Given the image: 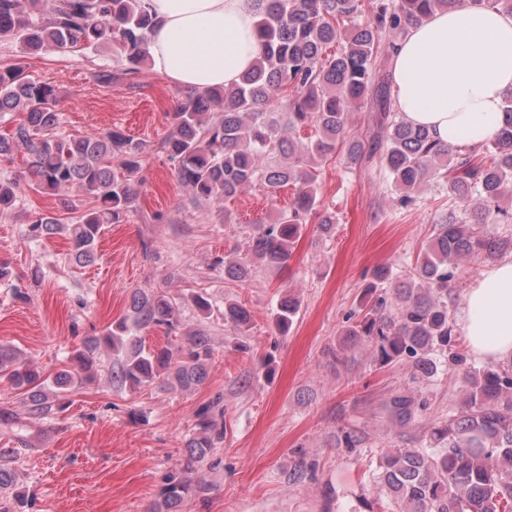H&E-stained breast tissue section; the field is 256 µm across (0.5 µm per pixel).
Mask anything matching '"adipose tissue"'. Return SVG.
Here are the masks:
<instances>
[{"label": "adipose tissue", "instance_id": "1", "mask_svg": "<svg viewBox=\"0 0 512 512\" xmlns=\"http://www.w3.org/2000/svg\"><path fill=\"white\" fill-rule=\"evenodd\" d=\"M159 23L154 70L174 85L206 90L237 83L258 55L255 0H145ZM394 99L404 119L438 142L490 140L512 91V15L458 0L411 26L392 53ZM463 330L474 353L512 359V259L483 271L466 296Z\"/></svg>", "mask_w": 512, "mask_h": 512}]
</instances>
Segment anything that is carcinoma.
Segmentation results:
<instances>
[{
    "mask_svg": "<svg viewBox=\"0 0 512 512\" xmlns=\"http://www.w3.org/2000/svg\"><path fill=\"white\" fill-rule=\"evenodd\" d=\"M259 53L238 83L219 89L182 92L171 128L158 144L173 174L191 198L223 210L225 199L246 188L273 194L286 184L296 187L292 206L250 237L251 253L268 268L284 266L307 225L329 236L336 215L321 203L317 177L308 161L343 153L353 163L377 160L384 176L401 191L397 203L414 204V193L429 179L448 183L459 205L474 201L481 219L471 224L448 210L418 255L415 276L405 280L386 266L374 269L360 294L354 324L344 333L350 345L363 342L381 368L403 364L410 384L429 382L440 359L463 372L464 407L434 422L419 446L382 447L371 479L396 512H512V361L476 366L457 351L460 336L448 316V285L461 261L481 254L512 253V233L487 231L489 224H512V211L499 200L512 192V93L505 97L503 118L480 148L443 145L429 131L404 120L390 98L393 74L389 54L408 27L457 0H256ZM156 19L144 0H0V42L18 45L23 55L40 51L83 50L111 44L119 50L120 68L99 70L95 80L108 85L132 79L148 63L150 34ZM335 47L332 54L326 49ZM58 87L36 81L25 66L0 67V115H23L0 137V163L21 165L0 176V213L13 209L22 187L53 194L77 189L92 207L69 222L50 213L29 218V235L37 240L68 236L78 264L95 260L102 230L124 224L135 210L143 158L149 145L119 130L71 136L59 131ZM281 111H273L275 102ZM368 107L374 132L366 141L350 136L349 112ZM315 130L304 143L294 134ZM253 260L224 257V279L251 277ZM301 304L291 295L273 310V324L288 332ZM224 323L239 336L249 335L247 310L224 302ZM181 324L176 298L164 290L136 292L129 314L112 322L100 336L84 342L76 355L77 373L91 379L96 352L112 351V384L137 390L155 383L198 385L212 358L208 336L187 332V342L152 349L137 332L148 326L167 331ZM76 376L61 371L45 376L0 345V382L25 396L26 413L51 419ZM428 409V401L398 389L381 413L400 428ZM0 424L25 442L26 422L0 412ZM224 439V398L218 394L196 412L195 432L181 463L183 476L170 477L163 490L167 512H178L201 484L192 475ZM340 448L367 447L358 428L342 432ZM20 449L0 450V489L13 483L12 464Z\"/></svg>",
    "mask_w": 512,
    "mask_h": 512,
    "instance_id": "cac0c4a2",
    "label": "carcinoma"
}]
</instances>
